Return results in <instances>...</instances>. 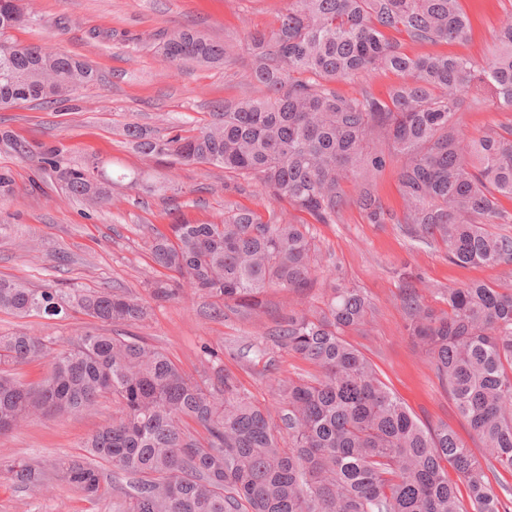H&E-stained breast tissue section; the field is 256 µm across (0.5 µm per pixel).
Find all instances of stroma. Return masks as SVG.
I'll list each match as a JSON object with an SVG mask.
<instances>
[{"label":"stroma","instance_id":"35a3bbf8","mask_svg":"<svg viewBox=\"0 0 512 512\" xmlns=\"http://www.w3.org/2000/svg\"><path fill=\"white\" fill-rule=\"evenodd\" d=\"M35 23L13 30L22 45H46L79 57L94 68L101 84L78 89L71 101L52 105L21 104L0 110V131L8 130L29 146L24 155L0 152V170L13 177V192L0 197V277L23 280L29 287L75 284L109 288L146 297V284L161 277L162 268L148 244L169 224L217 222L225 202L264 213L275 203L261 199L254 184L241 190L224 187V170L216 166L171 167L141 155L122 134L134 123L151 132L163 126H186L211 119L225 102L257 98L261 89L248 74L254 65L252 33L270 32L288 0H23ZM475 20L470 40L437 44V51L486 60L494 35L512 0H461ZM192 28L224 44L230 61L221 66L171 64L162 53L168 35ZM466 134L512 123V112L490 102L464 100L459 113ZM64 144L72 160L106 166L108 172H149L153 187H115L112 201L86 218L83 203L62 193L42 169L44 147ZM310 231L321 255L318 284L305 297L271 289L260 315L229 311L211 315L208 298H185L153 306L148 318L133 326L134 334L165 351L190 376L203 373L209 351H216L227 370L254 400L279 417L282 403L273 388L277 378H309L316 368L294 353L271 348L254 356L289 307L321 306L332 288L362 289L373 308L364 330L346 339L376 366L382 380L421 421L445 422L461 438L469 430L431 364L419 353L405 325L399 294L412 282L424 302L441 308L443 289L481 282L495 288L512 286V264L498 266L450 263L441 245L411 240L401 224H372L349 205L336 223L314 224ZM81 314L65 320H21L0 312V333L28 331L60 339L92 327ZM118 408L102 402L79 415L37 419L0 436V454L16 458L52 459L80 452L82 441L111 423ZM111 496L88 497L57 488L32 500L0 477V512H116Z\"/></svg>","mask_w":512,"mask_h":512}]
</instances>
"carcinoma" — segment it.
<instances>
[{"instance_id":"obj_1","label":"carcinoma","mask_w":512,"mask_h":512,"mask_svg":"<svg viewBox=\"0 0 512 512\" xmlns=\"http://www.w3.org/2000/svg\"><path fill=\"white\" fill-rule=\"evenodd\" d=\"M24 20L19 0H0V42ZM268 34L251 37L255 99L224 104L200 127L124 134L153 159L224 168L233 184L334 224L355 204L372 224L406 225L459 265L512 263V124L467 137L463 99L491 97L512 112V12L501 21L490 59L404 52L398 34L436 45L465 41L472 23L460 0H288ZM172 63L228 61L224 45L183 29L164 42ZM378 70L399 78L386 98L347 95L339 84ZM100 80L86 61L26 45L0 50V109L52 104ZM375 141L388 151H371ZM397 162L402 215L376 195V179ZM60 188L94 215L111 201L113 179L73 163L63 146L41 152ZM360 174L356 198L344 185ZM169 272L149 299L105 289L30 288L0 278V311L18 318L83 314L102 325H136L152 305L186 290L212 299L214 313L256 314L270 288L304 296L316 284L319 249L306 223L224 205L221 223L171 225L149 243ZM446 308L427 305L410 282L401 288L407 330L429 359L474 453L448 424L419 420L345 339L367 324L369 297L334 288L323 306L290 310L272 345L318 368L311 378L276 380L281 423L252 398L224 363L194 378L141 336L99 328L62 342L53 336L0 335V435L34 418L79 414L102 399L119 407L89 434L84 455L54 460L0 455V476L29 498L51 486L87 495L112 492L120 512H512V288L450 287ZM48 364L36 384L12 367ZM453 468L456 479L448 478Z\"/></svg>"}]
</instances>
